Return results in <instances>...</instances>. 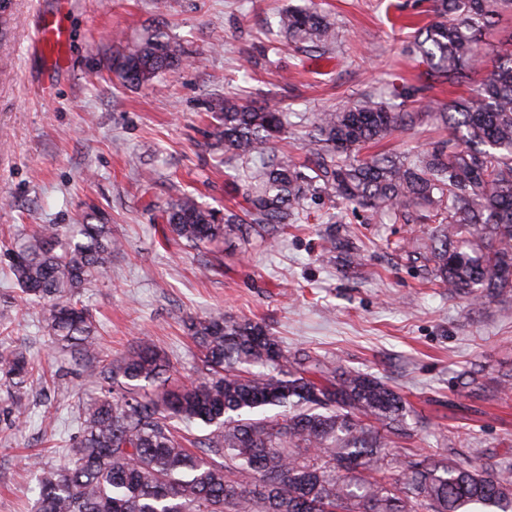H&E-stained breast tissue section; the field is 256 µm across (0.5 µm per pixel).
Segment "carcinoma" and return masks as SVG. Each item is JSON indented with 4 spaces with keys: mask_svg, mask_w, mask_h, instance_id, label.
<instances>
[{
    "mask_svg": "<svg viewBox=\"0 0 512 512\" xmlns=\"http://www.w3.org/2000/svg\"><path fill=\"white\" fill-rule=\"evenodd\" d=\"M435 20L415 29L412 49L427 65V84H469L470 98L428 108L448 139L423 156L357 154L415 117L367 96L352 108L314 114L309 163L270 153L288 133V113L224 97L219 140L246 164L248 209L218 211L184 194L168 207L171 234L194 248L283 229L303 216L321 190L374 215L406 222L430 208L432 274L451 293L474 298L512 290V43L498 46L488 75L483 32L512 14V0H433ZM278 35L298 49L336 43V23L316 6L290 7ZM181 64L162 34L113 56L127 82L149 86ZM122 243L106 224H38L6 251L27 297L50 303L54 343L86 362L107 395L81 407V433L59 466L40 470L35 512H512V467L488 472L448 460L402 462L407 403L379 378L337 370L317 358L288 359L261 323L214 311L187 324L202 376L167 389L172 370L147 342L108 363L97 360V328L72 297L112 264ZM272 365L277 373L253 372ZM25 354L0 343V377L21 388L34 380ZM124 382L114 387L112 380ZM279 407L273 417L268 407ZM200 424L202 436L182 428Z\"/></svg>",
    "mask_w": 512,
    "mask_h": 512,
    "instance_id": "1",
    "label": "carcinoma"
}]
</instances>
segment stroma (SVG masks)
<instances>
[{
    "label": "stroma",
    "mask_w": 512,
    "mask_h": 512,
    "mask_svg": "<svg viewBox=\"0 0 512 512\" xmlns=\"http://www.w3.org/2000/svg\"><path fill=\"white\" fill-rule=\"evenodd\" d=\"M300 0H7L0 11V338L22 350L39 380L14 392L0 380V512H32L33 453L58 465L77 433L79 406L100 394L82 362L59 348L48 306L21 293L4 255L36 224H106L124 249L76 296L97 320L101 355L141 342L169 357L172 378L196 377L199 353L184 326L223 311L267 326L304 351L380 377L408 404V447L476 467L512 464V293L479 301L432 277L429 226L395 222L310 197L308 223L276 236L193 249L167 228L181 195L240 209V165L228 160L213 117L244 93L289 112L278 156L302 165L314 113L419 86L425 66L405 51L432 17L430 0H316L340 40L302 52L275 40L278 15ZM62 10L73 31L64 65L32 52L38 16ZM153 32L181 53L179 68L136 86L112 69L117 50ZM378 143L424 152L446 139L420 113ZM339 246L327 256L328 236ZM25 411L12 419L13 400Z\"/></svg>",
    "instance_id": "obj_1"
}]
</instances>
